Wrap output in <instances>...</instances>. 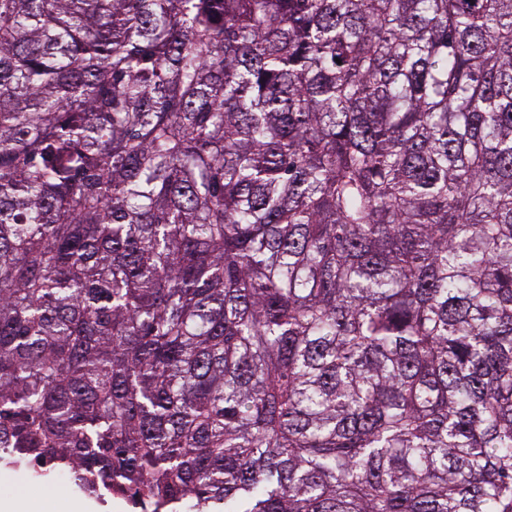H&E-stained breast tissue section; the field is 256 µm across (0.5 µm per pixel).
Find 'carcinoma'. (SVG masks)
<instances>
[{"label": "carcinoma", "mask_w": 512, "mask_h": 512, "mask_svg": "<svg viewBox=\"0 0 512 512\" xmlns=\"http://www.w3.org/2000/svg\"><path fill=\"white\" fill-rule=\"evenodd\" d=\"M2 445L512 512V0H0Z\"/></svg>", "instance_id": "1"}]
</instances>
